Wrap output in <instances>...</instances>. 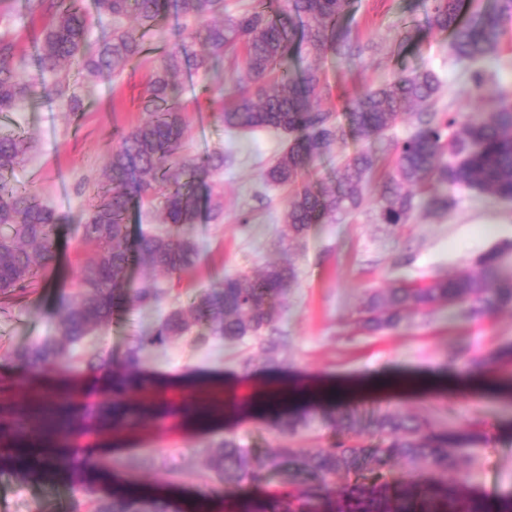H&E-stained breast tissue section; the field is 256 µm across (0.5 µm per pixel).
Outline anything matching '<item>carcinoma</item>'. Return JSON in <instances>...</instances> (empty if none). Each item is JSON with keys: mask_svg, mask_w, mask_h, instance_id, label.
I'll return each instance as SVG.
<instances>
[{"mask_svg": "<svg viewBox=\"0 0 512 512\" xmlns=\"http://www.w3.org/2000/svg\"><path fill=\"white\" fill-rule=\"evenodd\" d=\"M44 24L33 42L39 74L53 78L54 97L64 99L74 116L80 100L71 91V66L89 82L111 77L145 52V37L163 18L191 16L197 20L224 14V0H40ZM431 24L450 33L449 55L459 63L475 64L497 52L504 29L512 23V0H493L488 8L466 9L465 0H424ZM350 0H258L252 9L207 24L202 48L183 39L160 56L145 90L149 117L119 134L108 164L95 184L83 236L98 246L97 258L84 265L71 297L55 309L58 335L16 349L11 360L40 372L74 359L85 337L116 317L158 304L162 290L148 284L128 288L131 267L163 271L181 278L204 258L198 242L184 228L201 215L199 188L224 170V151L197 160L181 154L186 134L178 76L187 71H215L224 57L246 53L245 65L255 90L236 83L219 88L215 104L227 131L267 129L288 135V148L264 172L265 181L289 186L292 193L283 214L278 246L303 239L311 227L360 209L364 190L377 159L358 149L344 156L331 187L308 178L314 164L334 144L349 135H382L395 126L412 105L418 106L415 132L396 145L395 174L380 186V220L406 224L414 211L408 186L427 191L432 213L455 204L453 191L466 189L512 202V99L497 96L496 110L472 117L436 110L440 80L431 70L398 72L385 86L349 101L344 119L323 107L329 87L321 68L327 51L353 62L366 47L350 38L343 23ZM134 17L138 26L95 40L93 28L103 21ZM305 45L308 62L301 73L285 63L295 51V37ZM18 42L0 37V112H15L35 94L13 64ZM30 143L21 134L0 136V310L6 311L33 294L52 265L64 217L11 182ZM146 201L164 229L131 237L128 215L133 202ZM512 258V242L504 241L475 259L479 270L461 269L423 285L392 282L366 301L361 329H393L408 316L440 307L465 306L471 318L512 311V275L503 272ZM297 281L293 261L272 264L255 274L224 276L213 286L191 295L187 306L172 309L150 329L133 337L125 351L111 358L100 351L82 359L88 370L112 365V423L128 412L122 397L146 388L141 353L148 346L163 348L172 340L203 327L209 334L236 342L251 338L259 353L274 357L283 342L278 335L280 299ZM283 440L258 454L232 437L214 444L212 467L224 479V491L242 484L261 486L270 473L284 477V489L251 506V512H512V498L470 495L447 481L417 482L390 476L401 460L413 468L448 475L463 469L468 450L486 443L485 434L439 432L401 412H387L363 422L358 409L322 411L332 437L326 446L306 454L288 446V436L306 425L310 415L275 411ZM43 448L7 459L22 480L43 476ZM334 478L350 480L339 500L329 497ZM96 512H181L165 496L115 490L98 500Z\"/></svg>", "mask_w": 512, "mask_h": 512, "instance_id": "carcinoma-1", "label": "carcinoma"}]
</instances>
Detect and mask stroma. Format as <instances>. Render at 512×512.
<instances>
[{
    "instance_id": "1",
    "label": "stroma",
    "mask_w": 512,
    "mask_h": 512,
    "mask_svg": "<svg viewBox=\"0 0 512 512\" xmlns=\"http://www.w3.org/2000/svg\"><path fill=\"white\" fill-rule=\"evenodd\" d=\"M175 25L171 18L152 29L146 38L148 53L136 68L91 86L72 75L82 98V117H74L66 102L40 93L18 111L0 113V134L21 131L31 143L16 181L67 218L60 229L56 263L46 273L47 287L0 316V424L26 413L33 416L32 430L16 435L12 447L40 443L43 425L55 411L81 402L91 408L111 406L108 394L82 392L84 384L99 380V373L76 363L24 373L13 367L6 351L55 335L59 294L70 293L80 268L95 258L96 244L84 239L76 225L109 161L114 131L129 130L147 118L140 95L161 52L173 48ZM41 26L38 0H13L0 8V33L18 41L14 64L27 78L38 75L31 38ZM407 27L417 30L419 45L401 53L397 46ZM350 28L353 39L375 50L358 64L332 52L325 55L322 66L330 86L326 104L336 113L402 70L437 72L438 107L446 111L482 115L492 110L494 92L512 91V30L498 53L479 63L488 79V93L480 99L473 93L468 69L448 56L447 32L429 27L417 0H354ZM246 78L240 61L233 59L225 60L219 73L191 71L179 77L187 122L185 154L201 157L221 149L228 156L223 171L213 177L224 192L222 218L204 216L186 228L211 252V259L202 261L188 282L180 284L164 275L153 278L170 289V296L153 308L126 313L87 336L80 349L123 353L133 336L185 304L195 290L210 287L224 274L254 272L289 258L298 268V279L279 324L286 343L272 361L253 343L220 337L197 346L187 335L162 348L144 349L142 367L152 387L126 400L127 406L143 411L138 425L101 433L96 461L106 479L89 490L66 481L60 472L69 459L59 451L36 482H20L9 467H0V512H89L93 502L116 485L165 493L190 504L194 512H225L226 505L261 500L280 489V476H272L264 488L241 486L224 501L223 483L210 462L213 444L227 436L249 451L279 441L271 414L251 397L254 386L284 380L290 388L315 395L325 384L357 383L375 375L394 382V389L347 398L348 406L368 414L397 410L439 431H485L487 444L462 472L448 479L463 482L477 496L512 495V398L483 391L458 397L439 388L415 391L397 386L415 377L464 381L468 362L448 361L449 350L461 342L468 344L471 356H492L491 367L500 376H512V313L470 320L460 308L443 307L375 334L355 324L368 297L392 281L421 284L470 265L502 240L512 241V203L462 191L456 193L451 211L430 217L422 211L425 197L419 194L409 223H381L377 193L395 171L394 142L415 129L408 115L393 130L366 140L378 161L361 209L341 221L314 225L305 239L287 250L274 249L289 191L265 183L263 173L287 148L288 137L226 131L209 107L220 84Z\"/></svg>"
}]
</instances>
